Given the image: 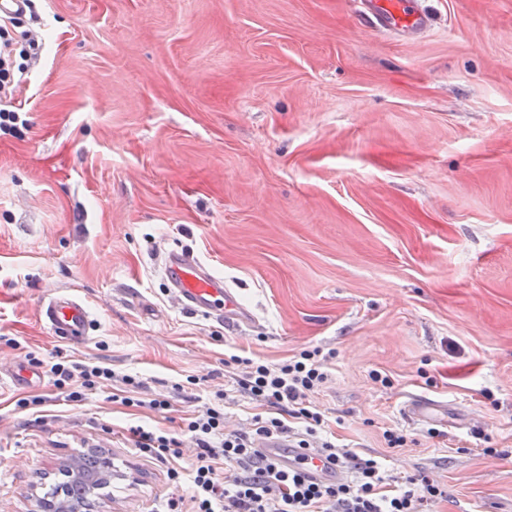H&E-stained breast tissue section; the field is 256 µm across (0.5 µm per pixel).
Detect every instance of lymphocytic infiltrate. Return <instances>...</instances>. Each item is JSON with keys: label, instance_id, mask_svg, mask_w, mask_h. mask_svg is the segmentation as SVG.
<instances>
[{"label": "lymphocytic infiltrate", "instance_id": "1", "mask_svg": "<svg viewBox=\"0 0 512 512\" xmlns=\"http://www.w3.org/2000/svg\"><path fill=\"white\" fill-rule=\"evenodd\" d=\"M325 360L317 347L279 363L230 356L231 364L245 368L235 380L238 392L270 412L254 414L247 428L226 430L227 395L219 391L214 404L189 418L184 433L197 447L191 473L192 512H424L425 504L446 498V491L424 477L409 476L391 484L375 459L361 457L349 445L325 436V418L309 400L328 379ZM49 373L70 402L83 401L85 389L107 382L143 386L132 375L85 362H57ZM291 418L302 423L303 433H293L287 424ZM287 435L297 447L323 450L351 473V480L311 482L301 472L282 470L260 454V440Z\"/></svg>", "mask_w": 512, "mask_h": 512}]
</instances>
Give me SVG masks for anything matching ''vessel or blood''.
Returning a JSON list of instances; mask_svg holds the SVG:
<instances>
[{
  "label": "vessel or blood",
  "instance_id": "1",
  "mask_svg": "<svg viewBox=\"0 0 512 512\" xmlns=\"http://www.w3.org/2000/svg\"><path fill=\"white\" fill-rule=\"evenodd\" d=\"M362 15L374 27L405 38L424 34L429 18L421 0H361ZM164 279L180 308L237 325L248 323L252 314L243 308L223 278L213 275L200 259L186 250H170L164 259ZM39 319L49 333L65 342L80 345L87 341L91 313L79 298L51 295L39 306ZM260 452L286 470H302L313 482H339L342 469L333 466L326 455L294 447L291 439L273 436L263 439Z\"/></svg>",
  "mask_w": 512,
  "mask_h": 512
}]
</instances>
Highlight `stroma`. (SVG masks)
<instances>
[{"label": "stroma", "instance_id": "1", "mask_svg": "<svg viewBox=\"0 0 512 512\" xmlns=\"http://www.w3.org/2000/svg\"><path fill=\"white\" fill-rule=\"evenodd\" d=\"M422 3L414 39L361 22L357 0H37L16 17L39 49L0 103L29 121L0 135V365L45 377L0 381V512H38L88 450L122 476L97 512H163L225 359L313 347L334 353L310 400L337 443L440 484L428 512H512V0ZM174 248L253 321L181 310ZM58 291L91 311L83 345L38 322ZM62 360L172 407L108 385L65 401L47 375ZM413 395L447 414L407 421ZM133 425L181 438L179 458L131 448Z\"/></svg>", "mask_w": 512, "mask_h": 512}]
</instances>
